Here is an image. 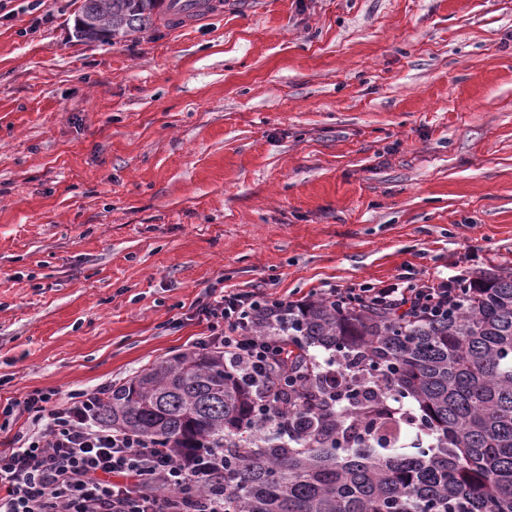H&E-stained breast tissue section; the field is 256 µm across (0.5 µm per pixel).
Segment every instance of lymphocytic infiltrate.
I'll list each match as a JSON object with an SVG mask.
<instances>
[{
  "instance_id": "1",
  "label": "lymphocytic infiltrate",
  "mask_w": 512,
  "mask_h": 512,
  "mask_svg": "<svg viewBox=\"0 0 512 512\" xmlns=\"http://www.w3.org/2000/svg\"><path fill=\"white\" fill-rule=\"evenodd\" d=\"M386 288H326L327 300L380 306L407 317L435 316L458 307L460 276L424 285L398 273ZM288 300L255 292L227 291L202 304L199 317L211 331L201 347L222 351L253 384L254 416L259 423L288 420V390L299 388L307 366L298 364L284 336H265L264 321L288 314ZM106 387L72 394L34 390L5 414L28 415L32 431L13 437L0 452V512H224V453L179 455L136 434L96 420Z\"/></svg>"
}]
</instances>
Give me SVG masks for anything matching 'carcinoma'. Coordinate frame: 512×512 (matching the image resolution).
I'll use <instances>...</instances> for the list:
<instances>
[{"mask_svg":"<svg viewBox=\"0 0 512 512\" xmlns=\"http://www.w3.org/2000/svg\"><path fill=\"white\" fill-rule=\"evenodd\" d=\"M165 0H82L90 41L138 33ZM437 318L318 298L260 330L344 363L351 399L314 379L288 428L255 422L252 388L219 351L162 360L101 400L97 417L178 452L224 449L231 512H512V275L469 282Z\"/></svg>","mask_w":512,"mask_h":512,"instance_id":"cac0c4a2","label":"carcinoma"}]
</instances>
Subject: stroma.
<instances>
[{
	"label": "stroma",
	"mask_w": 512,
	"mask_h": 512,
	"mask_svg": "<svg viewBox=\"0 0 512 512\" xmlns=\"http://www.w3.org/2000/svg\"><path fill=\"white\" fill-rule=\"evenodd\" d=\"M81 3L0 0V410L194 351L217 286L512 273V0H224L109 42Z\"/></svg>",
	"instance_id": "1"
}]
</instances>
